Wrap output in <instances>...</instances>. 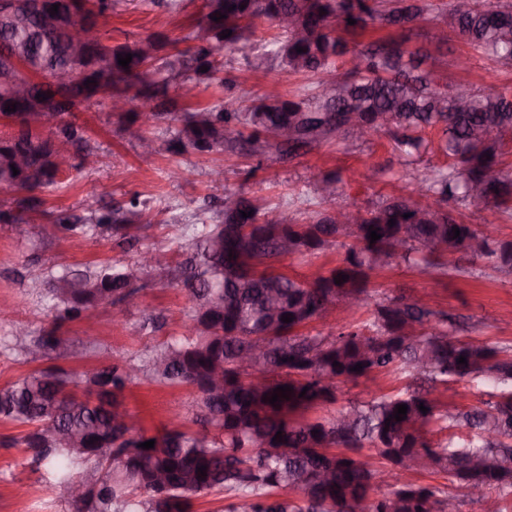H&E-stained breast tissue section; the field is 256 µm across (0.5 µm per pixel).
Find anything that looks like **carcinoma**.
Returning <instances> with one entry per match:
<instances>
[{
  "label": "carcinoma",
  "instance_id": "obj_1",
  "mask_svg": "<svg viewBox=\"0 0 512 512\" xmlns=\"http://www.w3.org/2000/svg\"><path fill=\"white\" fill-rule=\"evenodd\" d=\"M465 2L467 8L460 10L458 0H206L205 15L183 38L181 49L169 51L168 39L153 33L146 36L154 43L147 56L140 39L112 45L96 34L81 41V64L90 66L84 79L51 88L29 78L40 97L26 110L49 106L54 116L49 135L81 144L82 130L61 120L73 106L133 88L154 101L167 98L172 88L183 92L208 85L224 70L215 52L248 48L259 23L288 14L298 18L303 33L282 30L284 37L250 56L251 70L267 72L276 63L292 74L317 77L320 87L337 76L341 92L331 99L316 92L296 100L267 93L251 106L230 103L183 112L169 150L210 152L241 143L248 129L269 139L283 128L296 133L290 148L312 149L353 137V130L331 114L355 104L360 123L375 134L384 130L377 117L392 113L389 126L402 130L401 143L416 150L423 132L438 130L439 149L449 159L447 171L431 172L420 186L437 197L436 205L401 192L358 210L356 224H330L326 211L300 224L285 216L270 218L263 198L254 194L247 218L219 205L211 223L189 228L190 254L174 263L195 301L180 338L145 350L139 365L111 362L75 377L40 370L0 388V420L29 427L21 444L31 464H55L49 482L68 490L77 483L105 488L71 501L75 512H189L193 499L221 491L236 499L228 512H459L457 499L434 486L402 483L381 499L366 495L370 482L406 466L422 449L427 469L447 474L470 500L483 502L470 491L479 485L493 501V512L512 509V347L457 336L454 323L434 318L424 305L403 297L377 301L366 287L369 273L396 257L421 273L445 276L448 254L458 251L471 263L512 279V240L498 239L448 208L451 201L512 211V165L506 163L512 152V92L444 82L430 56L411 49L406 37L386 36L363 45L347 39L369 28L410 30L425 19L434 29L445 25L444 34L460 36L496 69L512 71V0H495L492 8L486 0ZM110 9L112 0H84L83 17L100 18ZM220 15L223 19L212 20ZM350 18L356 24H348ZM228 31L231 36L223 37ZM72 42L64 28L44 29L38 14L21 29L0 22V55L22 45L25 62L39 72L67 69ZM128 53L132 61L124 68L117 55ZM348 57L356 65L342 72ZM203 66L208 70L201 71ZM41 138L40 129L30 124L0 135L1 189L25 193L56 183L57 168L41 149ZM19 152L30 160L15 175L11 165ZM36 207L37 199L18 198L16 209L0 210V223L21 224L22 213ZM142 221L136 195L123 207L95 210L84 220L67 210L53 214L54 224L74 235L100 236L110 229L124 242L134 238L130 230ZM372 228L381 235L373 243ZM285 239L293 256H312L335 244L345 255L309 280L293 279L273 269ZM473 242L479 246L471 247ZM439 244L448 254L437 251ZM246 264L263 270L250 278L232 275ZM133 269L132 264L106 266L91 275L64 270L32 282L40 283L38 292L59 325L103 303L124 302L138 289L130 284ZM355 294L364 295L361 307L373 308L361 327L336 336L299 332L322 318L329 305ZM286 313L292 322L281 321ZM247 345L266 349L269 367L259 387L238 366ZM461 356L467 363H457ZM217 363L224 366V392L213 394L204 382ZM357 364L362 369L352 370ZM391 368L411 379L405 389L352 402L328 418L306 417L334 403L336 383ZM140 376L193 387L203 429L172 427L150 435L128 422L114 423L118 399L98 395L95 388L109 384L121 392ZM450 378L489 383L498 393L468 411L442 409L430 390ZM279 386L291 388L289 399L265 401ZM401 404L407 405L406 419L398 421L394 415ZM421 404L427 412L419 410ZM461 428L468 430L464 437L456 435ZM279 431L282 441L275 439ZM443 432L446 438L431 442V435ZM149 440L154 447H139ZM366 444L377 450L386 469L349 456ZM201 466L204 476L197 472ZM282 491L294 497H282Z\"/></svg>",
  "mask_w": 512,
  "mask_h": 512
}]
</instances>
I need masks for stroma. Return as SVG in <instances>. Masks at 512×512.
<instances>
[{"instance_id":"stroma-1","label":"stroma","mask_w":512,"mask_h":512,"mask_svg":"<svg viewBox=\"0 0 512 512\" xmlns=\"http://www.w3.org/2000/svg\"><path fill=\"white\" fill-rule=\"evenodd\" d=\"M204 10V0H178L176 9L152 5L150 0H114L112 10L100 22L104 41L116 44L161 33L175 42L195 25ZM409 44L428 50L448 82L476 88L512 91V73L493 68L480 55H473L469 70L454 67L453 60L467 52V45L452 37L437 44L428 25H415ZM223 79L202 88L190 101L173 97L171 115L151 131L157 150L142 153L125 127L131 113L144 101L134 98L128 112L110 111L107 103L79 105L65 113L64 121L81 126L85 145L71 146L73 156L92 151L98 162L91 169H73L60 175L46 189L38 214L25 224L0 223V387L38 369H59L75 375L108 362H139L151 346L179 337L193 307L189 292L168 284L162 272H152L141 281L137 293L120 309L105 305L98 309L95 333H84V323L75 319L54 325L47 305L27 287L30 276L68 269L95 271L105 265L133 263L139 252L157 248L176 260L187 237L185 228L201 223L211 197L210 171H223L224 189L258 192L267 202L271 216L287 214L304 219L306 212L323 209L315 192L323 176L337 180L335 202L339 205L371 207L401 187H414L427 166L447 167L448 160L437 150L439 136L429 132L417 151L382 133L365 144L330 143L296 155L279 154L272 147L258 154L228 148L209 153L187 150L171 153L167 142L177 127L175 117L193 106H219L230 100L243 103L260 99L268 85H277L289 98L307 94L314 79L294 75L280 67L267 74L252 73L245 55L223 50ZM180 169L182 179L169 181L168 172ZM138 195L150 220L137 230L136 241L119 243L109 238H74L57 229L49 212L64 209L87 215L89 207L125 204ZM452 264L469 266L464 254L451 256ZM469 273L445 276L422 274L402 259L369 274L367 289L375 298L404 296L452 318L462 335L493 343L512 345V281L500 280L490 271L469 266ZM56 327L57 347L41 352L35 342L43 330ZM406 377L397 371L381 372L356 382L337 384L334 405L317 409L327 417L355 401L393 393L403 388ZM124 402L139 427L155 432L168 426L174 410H181L184 430L194 432L196 392L185 386H168L147 381L133 382L123 392ZM25 427L0 421V512H72L64 488L46 491L48 465L30 467L20 442Z\"/></svg>"}]
</instances>
